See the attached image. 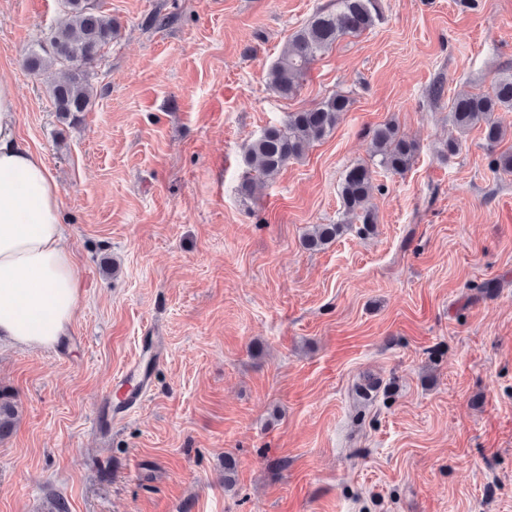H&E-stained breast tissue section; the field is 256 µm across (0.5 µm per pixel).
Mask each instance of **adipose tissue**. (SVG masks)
<instances>
[{"mask_svg": "<svg viewBox=\"0 0 512 512\" xmlns=\"http://www.w3.org/2000/svg\"><path fill=\"white\" fill-rule=\"evenodd\" d=\"M61 207L56 177L18 136L13 85L0 73V336L30 348L66 335L81 294Z\"/></svg>", "mask_w": 512, "mask_h": 512, "instance_id": "1", "label": "adipose tissue"}]
</instances>
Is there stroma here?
<instances>
[{"label":"stroma","mask_w":512,"mask_h":512,"mask_svg":"<svg viewBox=\"0 0 512 512\" xmlns=\"http://www.w3.org/2000/svg\"><path fill=\"white\" fill-rule=\"evenodd\" d=\"M91 2L118 34L72 121L60 70L25 65L64 0H0V72L82 282L64 346L0 342V512H512V110L495 146L450 116L512 72V0H379L289 98L266 72L334 0ZM336 93L333 132L241 195L247 145ZM388 121L418 150L377 171L367 230L339 188ZM315 224L345 230L312 251ZM147 336L144 398L96 427Z\"/></svg>","instance_id":"stroma-1"}]
</instances>
